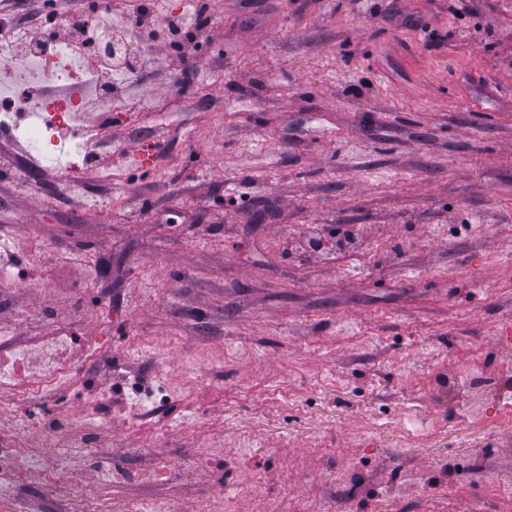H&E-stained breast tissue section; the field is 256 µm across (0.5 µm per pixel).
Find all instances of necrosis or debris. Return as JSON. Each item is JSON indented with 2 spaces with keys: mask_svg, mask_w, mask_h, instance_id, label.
I'll return each instance as SVG.
<instances>
[{
  "mask_svg": "<svg viewBox=\"0 0 512 512\" xmlns=\"http://www.w3.org/2000/svg\"><path fill=\"white\" fill-rule=\"evenodd\" d=\"M80 58V53L64 49L40 50L23 63H1L7 80L0 84V125L16 130L43 154L57 152L98 89V76L84 71ZM51 81L61 84V91L44 92V85ZM93 353V347L78 340L66 325L48 338L20 336L0 328V401L20 398L36 403L65 383L84 382ZM92 442V431L84 420L68 416L44 421L38 445L57 449L58 463L38 489L23 468L11 462L10 449L1 447L0 512H62L63 503L51 493L59 483L70 485L73 498L86 497L85 485L72 476L69 457L72 449L90 447ZM197 468L194 458H183L174 488L165 493L156 492L152 474L141 475L136 493L123 499L121 512H182L181 493L194 484Z\"/></svg>",
  "mask_w": 512,
  "mask_h": 512,
  "instance_id": "4bbe7bcc",
  "label": "necrosis or debris"
}]
</instances>
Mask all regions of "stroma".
I'll list each match as a JSON object with an SVG mask.
<instances>
[{
    "label": "stroma",
    "mask_w": 512,
    "mask_h": 512,
    "mask_svg": "<svg viewBox=\"0 0 512 512\" xmlns=\"http://www.w3.org/2000/svg\"><path fill=\"white\" fill-rule=\"evenodd\" d=\"M183 53L89 101L90 152L43 160L0 129V239L36 257V288L0 292V326L52 336L72 317L96 346L82 391L37 418L112 397L73 466L95 502L96 453L174 474L217 448L186 494L222 512H512V410L491 391L512 349V0H210ZM159 162L138 170L136 143ZM323 224L357 245L297 249ZM165 424L131 421L134 381L167 371ZM24 404L0 440L27 456Z\"/></svg>",
    "instance_id": "obj_1"
}]
</instances>
